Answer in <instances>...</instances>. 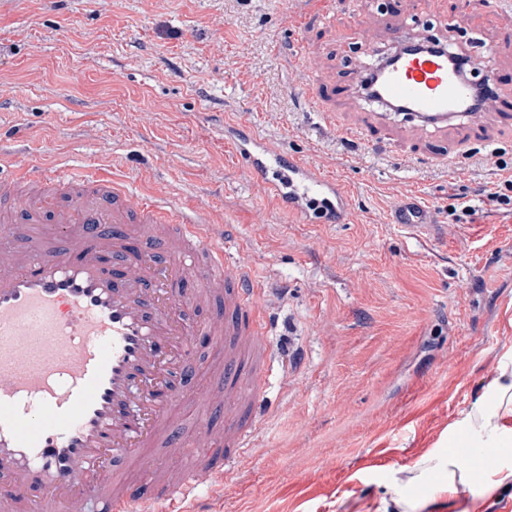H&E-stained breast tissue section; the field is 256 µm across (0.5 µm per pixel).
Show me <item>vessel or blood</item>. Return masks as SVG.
I'll return each mask as SVG.
<instances>
[{
    "instance_id": "vessel-or-blood-1",
    "label": "vessel or blood",
    "mask_w": 512,
    "mask_h": 512,
    "mask_svg": "<svg viewBox=\"0 0 512 512\" xmlns=\"http://www.w3.org/2000/svg\"><path fill=\"white\" fill-rule=\"evenodd\" d=\"M426 35L419 22L393 29L402 53L377 78L353 72L339 94L376 92L382 111L404 108L423 128L470 112L512 125V98L496 72L475 83L442 47L407 51L410 38ZM302 93L335 126L329 91L314 84ZM224 138L289 218L349 221L351 191L340 179L245 123L226 126ZM130 199L125 180L86 170L0 172V512H157L158 502L186 501L222 476L226 449L251 445L271 358L255 271L225 261L223 225ZM389 220L419 238L437 228L434 210L408 197ZM199 334L216 339L209 408L232 416L204 420L187 437L170 402L193 389L190 345ZM155 448L193 464L153 468Z\"/></svg>"
}]
</instances>
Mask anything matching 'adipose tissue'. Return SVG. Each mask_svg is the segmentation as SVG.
Here are the masks:
<instances>
[{
    "label": "adipose tissue",
    "instance_id": "1",
    "mask_svg": "<svg viewBox=\"0 0 512 512\" xmlns=\"http://www.w3.org/2000/svg\"><path fill=\"white\" fill-rule=\"evenodd\" d=\"M473 447L486 449L491 464L460 460L455 454L425 458L415 470L416 482L429 485L432 497L470 492L463 512H483L485 503L512 489V346L504 348L496 371L469 411L448 427Z\"/></svg>",
    "mask_w": 512,
    "mask_h": 512
}]
</instances>
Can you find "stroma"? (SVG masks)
Returning a JSON list of instances; mask_svg holds the SVG:
<instances>
[{"label":"stroma","mask_w":512,"mask_h":512,"mask_svg":"<svg viewBox=\"0 0 512 512\" xmlns=\"http://www.w3.org/2000/svg\"><path fill=\"white\" fill-rule=\"evenodd\" d=\"M317 0L300 27L290 0H0V167L15 146L48 167L117 168L130 190L230 224L226 255L248 257L273 349L255 444L186 501L190 512H379L448 426L481 395L512 345V212L482 189L512 167V127L483 140L463 116L448 134L362 143L325 126L290 79L336 85L359 54L413 17L455 38L512 90V12L484 0ZM246 120L352 191L345 224H296L224 140ZM435 207L420 242L388 221L400 195ZM471 205L463 223L452 203Z\"/></svg>","instance_id":"35a3bbf8"}]
</instances>
